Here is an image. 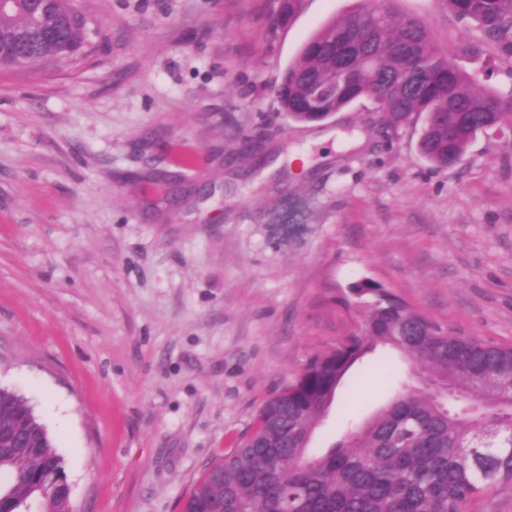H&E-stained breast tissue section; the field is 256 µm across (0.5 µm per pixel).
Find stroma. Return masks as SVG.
<instances>
[{
    "label": "stroma",
    "instance_id": "stroma-1",
    "mask_svg": "<svg viewBox=\"0 0 512 512\" xmlns=\"http://www.w3.org/2000/svg\"><path fill=\"white\" fill-rule=\"evenodd\" d=\"M96 22L76 66L0 68V386L64 460L74 512H179L260 405L345 338L372 280L434 323L512 344V146L453 169L415 121L362 99L320 123L276 84L356 0H74ZM442 42L474 24L398 0ZM409 361L354 366L326 450L392 396Z\"/></svg>",
    "mask_w": 512,
    "mask_h": 512
}]
</instances>
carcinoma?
I'll use <instances>...</instances> for the list:
<instances>
[{"label":"carcinoma","instance_id":"obj_1","mask_svg":"<svg viewBox=\"0 0 512 512\" xmlns=\"http://www.w3.org/2000/svg\"><path fill=\"white\" fill-rule=\"evenodd\" d=\"M472 22L479 41L440 45L426 23L394 0H359L302 48L277 84L280 111L296 123L323 121L368 99L394 127L423 118L418 151L454 168L481 133L512 126V87L468 71L459 59L484 51L512 82V0H438ZM70 0H55L40 26L62 28L44 43L27 0L0 19V39L18 43L20 64L67 57L86 45L85 24H65ZM348 68L346 89L319 96L312 83ZM344 304L362 310L354 330L314 355L260 408L253 429L208 464L182 512H469L498 484L512 485V345L442 329L377 284L356 282ZM379 347L448 385V396L401 383L398 395L324 452L310 448L322 413L350 369ZM0 502L37 512H73L63 458L15 391L0 387Z\"/></svg>","mask_w":512,"mask_h":512}]
</instances>
